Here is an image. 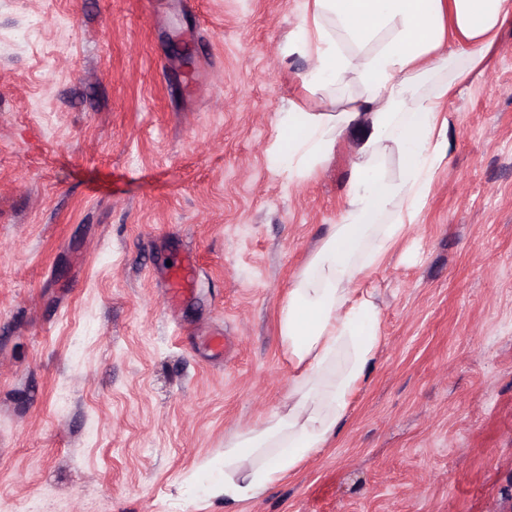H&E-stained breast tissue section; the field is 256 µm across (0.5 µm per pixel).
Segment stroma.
Here are the masks:
<instances>
[{
    "instance_id": "1",
    "label": "stroma",
    "mask_w": 512,
    "mask_h": 512,
    "mask_svg": "<svg viewBox=\"0 0 512 512\" xmlns=\"http://www.w3.org/2000/svg\"><path fill=\"white\" fill-rule=\"evenodd\" d=\"M304 8L0 0V512H512V17L361 282L384 339L336 440L259 500L216 488L288 400L281 307L349 183L352 138L301 180L271 157Z\"/></svg>"
}]
</instances>
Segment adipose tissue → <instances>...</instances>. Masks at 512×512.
<instances>
[{
    "mask_svg": "<svg viewBox=\"0 0 512 512\" xmlns=\"http://www.w3.org/2000/svg\"><path fill=\"white\" fill-rule=\"evenodd\" d=\"M296 45L323 108L294 103L273 158L302 178L357 137L341 221L294 278L279 332L294 367L287 404L224 448V500L262 497L330 447L383 344L380 309L358 282L420 212L448 151L442 105L481 68L512 0H306ZM458 37L449 46L447 30ZM398 163L389 172L386 161Z\"/></svg>",
    "mask_w": 512,
    "mask_h": 512,
    "instance_id": "ef3b65f1",
    "label": "adipose tissue"
}]
</instances>
